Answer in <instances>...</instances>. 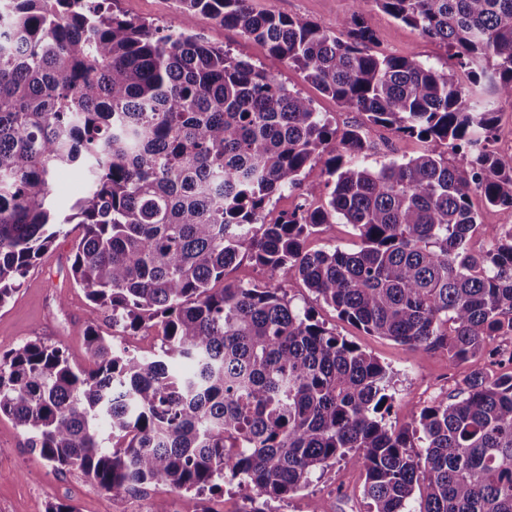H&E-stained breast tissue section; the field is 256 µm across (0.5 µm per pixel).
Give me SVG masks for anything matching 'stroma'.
Instances as JSON below:
<instances>
[{"label":"stroma","instance_id":"stroma-1","mask_svg":"<svg viewBox=\"0 0 512 512\" xmlns=\"http://www.w3.org/2000/svg\"><path fill=\"white\" fill-rule=\"evenodd\" d=\"M255 11L284 16H302L324 29L339 32L341 20L352 9L350 0H251ZM112 7L128 18L159 26L170 24L186 29L208 41L230 49L233 55L251 60L270 74L313 100L337 132L363 122L362 114L347 109L306 81L300 71L270 55L261 44L248 39L240 30L221 27L210 19L181 12L175 0H113ZM375 35L374 51L413 57L439 69L447 68L446 47L381 11L374 0H361L359 7ZM372 150L362 158V167L374 170L392 160L419 154L421 144L392 131L373 126L369 129ZM83 229L70 224L54 240L26 275L22 287L10 303L0 308V353L27 341L62 345L78 367L89 364L84 329L87 325L109 329L104 311L90 303L82 289L73 284L69 269L73 246ZM228 283H273L285 289L294 306L310 310L327 328L374 356L393 376V408L385 417L392 430L418 416L434 401L455 395L463 378L473 370L501 373L502 360L512 357V338L496 336L489 345L499 352V362L488 356L451 365L445 352L426 353L394 341L372 336L338 317L335 310L317 299L302 281L274 277L244 259L227 270ZM364 476L360 469L337 463L312 475L307 487L287 498L269 501L265 512H370L362 493ZM166 501L169 512H253L259 501L253 493L237 485L198 496L174 493L156 485L141 494L115 497L100 490L80 473H58L27 446L22 431L0 418V512H47L52 503L74 505L78 512H152L159 501Z\"/></svg>","mask_w":512,"mask_h":512}]
</instances>
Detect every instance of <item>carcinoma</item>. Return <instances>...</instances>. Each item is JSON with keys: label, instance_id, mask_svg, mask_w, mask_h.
Masks as SVG:
<instances>
[{"label": "carcinoma", "instance_id": "carcinoma-1", "mask_svg": "<svg viewBox=\"0 0 512 512\" xmlns=\"http://www.w3.org/2000/svg\"><path fill=\"white\" fill-rule=\"evenodd\" d=\"M108 2L0 0V308L76 222L73 283L113 329L159 320L160 350L116 351L90 326L86 370L61 346L27 342L0 354V417L56 471L115 496L158 484L203 495L235 480L284 498L343 460L365 472L373 512H409L416 491L419 512H512V372L475 371L460 395L392 431V376L376 358L282 288L212 287L246 256L368 334L443 350L452 365L512 337V168L490 147L494 104L512 101V0H375L443 43L465 84L373 53L360 0L339 36L250 0H179L366 117L325 160L327 200L272 223L274 195H322L302 173L336 130L261 67ZM371 126L424 149L361 168ZM75 163L87 190L65 214L52 179ZM473 194L507 223H479ZM338 217L360 249L306 250ZM479 230L494 247L475 254Z\"/></svg>", "mask_w": 512, "mask_h": 512}]
</instances>
